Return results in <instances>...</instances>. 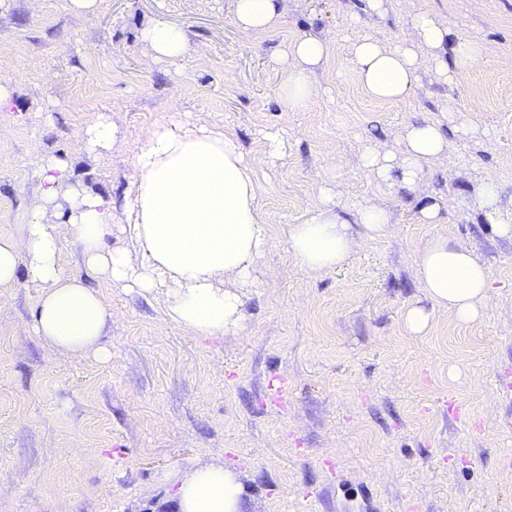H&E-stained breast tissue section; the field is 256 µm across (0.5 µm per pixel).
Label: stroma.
I'll return each mask as SVG.
<instances>
[{
  "label": "stroma",
  "instance_id": "35a3bbf8",
  "mask_svg": "<svg viewBox=\"0 0 512 512\" xmlns=\"http://www.w3.org/2000/svg\"><path fill=\"white\" fill-rule=\"evenodd\" d=\"M232 4L101 0L89 20L68 0H0V80L15 104L0 114V235L22 233L40 159L66 158L74 180L122 198L144 133L177 112L258 160L270 240L242 290L245 332L219 338L185 335L164 293L93 278L112 308L108 355L66 353L31 328L38 285L21 274L0 288V512H174L176 481L202 459L238 475L243 512H512V238L477 203L495 183L512 225V0H384L379 13L367 0H283L280 28L256 39ZM424 12L491 57L455 84L422 63L408 99H369L352 78L353 41L402 42ZM160 15L190 51L149 68L139 35ZM329 31L340 37L313 76L321 95L288 108L270 57ZM340 80L346 93L331 100ZM457 110L475 131L449 134L424 170L443 220L417 223V193L376 185L354 160L398 152L406 124L444 126ZM90 112L119 131L95 158L79 135ZM271 131L288 149L268 164ZM328 175L343 216L371 199L393 228L311 272L286 231ZM433 237L468 246L490 273L472 323L432 307L416 279ZM411 305L432 310L425 335L404 327Z\"/></svg>",
  "mask_w": 512,
  "mask_h": 512
}]
</instances>
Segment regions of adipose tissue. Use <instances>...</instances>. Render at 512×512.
I'll list each match as a JSON object with an SVG mask.
<instances>
[{
  "mask_svg": "<svg viewBox=\"0 0 512 512\" xmlns=\"http://www.w3.org/2000/svg\"><path fill=\"white\" fill-rule=\"evenodd\" d=\"M282 15L281 0H234L233 22L249 38L275 29ZM140 40L151 64L183 59L189 49L185 32L161 17L141 30ZM335 40L332 34L299 37L271 57V66L288 74L282 98L290 108H301L317 96L311 76ZM425 49L432 51L435 70L447 83L468 75L489 55L488 47L450 37L434 16L421 14L412 21L410 38L396 45L357 39L353 78L371 99L404 100L419 80ZM400 142L399 154L369 148L358 155L357 165L375 183L420 190L424 169L442 158L448 138L439 125L421 121L405 125ZM256 169L255 161L225 133L191 125L176 113L152 126L134 155L123 196L137 245L132 256L104 246L114 199L71 184L67 162L43 158L37 170L40 191L22 234L0 236V286L12 285L18 273H25L42 287L32 325L36 335L68 352L97 351L110 306L84 276L66 275L60 268L57 228L46 216L62 202L87 274L145 293L164 289L169 318L192 337L242 329L241 297L230 286L251 279L269 243L260 213L264 188ZM339 209L327 179L306 220L289 225L288 247L308 270L341 267L362 237L381 236L391 228L388 213L376 203L361 204L349 221ZM355 224L363 236L354 235ZM416 278L435 305L463 323L479 317L492 291L489 271L472 251L443 237L423 248ZM244 493L233 471L204 462L179 481L172 501L176 512H240Z\"/></svg>",
  "mask_w": 512,
  "mask_h": 512,
  "instance_id": "obj_1",
  "label": "adipose tissue"
}]
</instances>
